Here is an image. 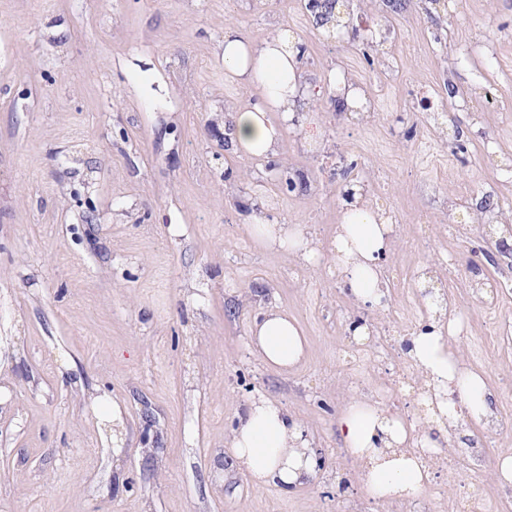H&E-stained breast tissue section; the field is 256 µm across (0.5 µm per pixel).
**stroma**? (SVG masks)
Masks as SVG:
<instances>
[{
	"label": "stroma",
	"mask_w": 512,
	"mask_h": 512,
	"mask_svg": "<svg viewBox=\"0 0 512 512\" xmlns=\"http://www.w3.org/2000/svg\"><path fill=\"white\" fill-rule=\"evenodd\" d=\"M444 4L457 19L447 41L402 13L392 37L421 54L369 67L347 36L313 23L304 0H0V512H350L355 503L375 512L336 432L357 391L334 324L343 200L335 190L288 192L266 159L220 149L219 104H248L258 90L227 75L218 55L226 27L256 39L279 26L306 57L362 82L372 128L338 124L321 79L279 149L315 176L343 155L386 158L379 186L396 224L437 207L431 190L452 173L474 201L512 205V173L486 167L473 129L453 163L447 149L416 150L406 136L425 131L415 97L447 81L464 94L461 113L484 114L498 144L512 146V0ZM24 57L36 67L19 68ZM249 167L253 184L235 189ZM270 195L273 223L316 236L314 261L255 232ZM456 221L458 230H423L390 259L421 269L469 254L470 267L430 282L452 301L472 271L497 274L481 241L461 231L466 208ZM302 263L312 287L288 277ZM270 309L287 312L306 339L285 372L252 342ZM469 327L476 343L455 334L451 344L484 372L497 410L512 413V344L475 303ZM366 381L394 388L385 406L423 416L395 371L370 367ZM256 396L302 420L322 459L292 494L235 464L231 428Z\"/></svg>",
	"instance_id": "35a3bbf8"
}]
</instances>
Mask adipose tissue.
I'll return each instance as SVG.
<instances>
[{
	"mask_svg": "<svg viewBox=\"0 0 512 512\" xmlns=\"http://www.w3.org/2000/svg\"><path fill=\"white\" fill-rule=\"evenodd\" d=\"M297 40L279 29L258 41L245 40L237 29L224 31V70L238 82L262 87L259 103L234 107L228 119L234 142L259 157H273L282 124L290 123L299 97L310 84L299 60ZM280 113L281 124L267 119ZM391 225L378 224L346 211L335 238L338 283L348 288L358 310L348 324L354 341L368 337L360 308L379 307L384 297V263L393 254ZM257 343L265 360L277 367L295 365L304 354V339L287 314L264 312L255 324ZM405 355L425 375L436 399L427 405V423L446 427L455 400H462L470 416L492 415L491 389L481 373L465 369L461 354L453 349L440 321L410 336ZM346 451L359 463L358 482L367 498L378 504L413 499L427 488L426 466L419 456L403 452L414 426L405 417L377 402L351 396L336 423ZM228 444L238 469L257 481L293 492L311 479L319 460L303 422L278 403L260 397L251 400Z\"/></svg>",
	"mask_w": 512,
	"mask_h": 512,
	"instance_id": "1",
	"label": "adipose tissue"
}]
</instances>
